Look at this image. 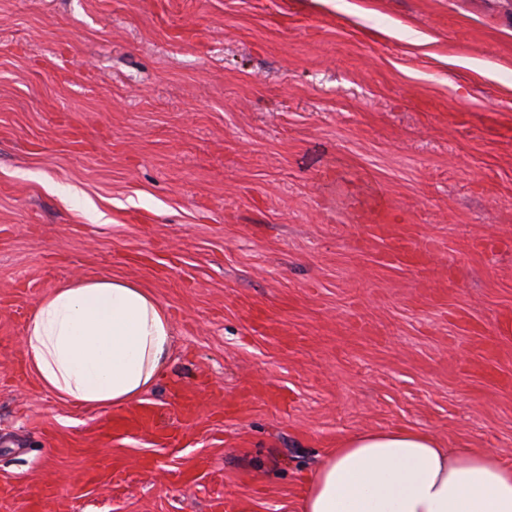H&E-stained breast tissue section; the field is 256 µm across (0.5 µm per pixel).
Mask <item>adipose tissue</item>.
<instances>
[{"instance_id":"ef3b65f1","label":"adipose tissue","mask_w":512,"mask_h":512,"mask_svg":"<svg viewBox=\"0 0 512 512\" xmlns=\"http://www.w3.org/2000/svg\"><path fill=\"white\" fill-rule=\"evenodd\" d=\"M28 363L57 399L112 409L141 400L174 348L172 322L137 284L76 278L45 295L24 335ZM299 512H512V462L442 448L414 428L345 438L307 482Z\"/></svg>"}]
</instances>
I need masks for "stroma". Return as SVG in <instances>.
<instances>
[{"label":"stroma","instance_id":"1","mask_svg":"<svg viewBox=\"0 0 512 512\" xmlns=\"http://www.w3.org/2000/svg\"><path fill=\"white\" fill-rule=\"evenodd\" d=\"M414 38H403L404 30ZM430 274L362 246L371 210ZM140 284L171 447L21 338L77 277ZM512 0H0V488L45 512H297L342 439L401 426L512 461ZM109 456L80 497L69 488ZM157 417V412L149 403L112 411L98 420V441L101 445H107L117 438L133 433L155 437L166 443L183 438L184 433L178 428L160 432Z\"/></svg>","mask_w":512,"mask_h":512}]
</instances>
